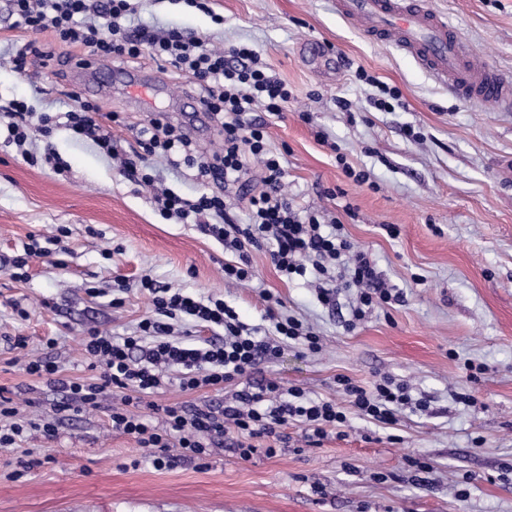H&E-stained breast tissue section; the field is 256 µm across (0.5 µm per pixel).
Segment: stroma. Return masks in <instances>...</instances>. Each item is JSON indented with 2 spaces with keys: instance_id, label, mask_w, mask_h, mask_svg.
<instances>
[{
  "instance_id": "stroma-1",
  "label": "stroma",
  "mask_w": 512,
  "mask_h": 512,
  "mask_svg": "<svg viewBox=\"0 0 512 512\" xmlns=\"http://www.w3.org/2000/svg\"><path fill=\"white\" fill-rule=\"evenodd\" d=\"M140 2L136 24L191 30L218 46L249 44L288 85L293 99L284 119L269 118L267 135L286 159L289 197L338 218L404 301L352 322L351 291L324 305L312 278L282 275L265 245L248 250L251 282L225 280L224 265L235 254L195 225L163 219L149 192L92 141L58 128L37 137L26 157L0 140V259L15 256L29 235L66 231L60 250L30 259L26 278L0 266V388L20 402L21 417L50 415V391H41L39 408L25 406L33 380L19 358L52 337L65 376L91 379L81 337L90 326L132 333L151 311L140 286L147 275L161 287L223 298L263 335L273 332L263 296L278 297L282 313L308 323L322 344L304 355L285 346L278 361L263 365L262 376L283 387L341 404L337 376L368 384L387 374L407 383L413 397L427 398L428 407L400 410L391 425L349 413L344 436L329 434L317 447L306 446L292 424L273 457L260 452L244 460L227 444L213 451L207 468L183 461L157 468L142 461L132 437L113 431L108 408L121 395L112 392L104 407L62 419L55 441L30 431L0 450V512H512V112L454 97L410 55L345 19L336 0H209L205 12L181 0ZM429 2L448 13L466 46L512 75V0ZM216 14L223 24L213 22ZM30 41L51 45L54 57L29 56L17 71L11 58ZM310 41L341 58L332 74L306 64L300 48ZM73 55L49 33L15 26L9 0H0V104L24 99L58 113L73 106L77 92L101 112L122 114V139L161 112L197 150L218 145L212 124L191 121L188 80L169 65L147 53L125 64L154 86L144 98L110 82L109 60L98 61L100 83L87 88L89 76ZM360 69L398 88L402 106L372 108L377 90L358 79ZM340 98L350 111L337 107ZM409 128L414 137L406 136ZM320 131L326 141L317 140ZM48 148L64 173L42 162ZM340 154L369 175V184L345 177ZM148 163L158 186L185 198L215 189L191 170L157 157ZM390 224L397 236L387 233ZM120 283L127 290L115 308L112 290ZM464 393L473 402L461 401ZM28 450L44 465L6 480ZM410 455L430 470L408 466Z\"/></svg>"
}]
</instances>
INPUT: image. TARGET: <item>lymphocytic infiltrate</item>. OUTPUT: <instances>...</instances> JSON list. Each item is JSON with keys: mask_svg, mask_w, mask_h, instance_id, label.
Here are the masks:
<instances>
[{"mask_svg": "<svg viewBox=\"0 0 512 512\" xmlns=\"http://www.w3.org/2000/svg\"><path fill=\"white\" fill-rule=\"evenodd\" d=\"M10 4L17 26L51 33L59 43L75 49L77 68L101 59L124 63L147 51L176 73L187 74L194 85V101L216 122L222 143L212 154H200L186 135L158 114L133 129L136 147L126 155L112 135L113 127L123 123L119 113L103 116L98 106L81 101L58 117L34 112L23 100L11 101L5 111L9 143L24 147L33 133L49 135L58 124L75 139L92 140L101 153L119 160L127 176L152 188L163 218L196 224L204 235L237 254V261L224 265L225 279L251 281L247 249L266 244L279 272L289 277L315 272L322 303H331L338 289H356L353 320H363L374 308L403 302V293L385 286L374 261L347 239L341 224L297 209L288 199L285 169L279 154L268 147L265 118L282 116L291 93L284 82L260 67L249 45L216 49L184 29L150 32L131 28V0H10ZM157 154L171 166L194 170L200 180L242 187L256 182L258 189L248 199V223L233 221V204L224 195L203 192L190 200L173 189L156 188L146 160ZM332 264L344 270V277L329 272ZM140 284L151 299L152 313L139 322L137 331L110 336L92 327L81 339L95 378H65L54 356L56 341L52 338L46 340L44 352L26 358L21 368L57 390L53 410L58 415L74 416L98 408L107 391L122 392L121 404L111 408L112 428L135 439L155 465L168 462V449L174 443L182 458L205 462L231 430L238 435L240 458L247 460L255 454L258 438L269 442L266 455H275L277 445L287 442L286 429L292 422L302 428L307 445L316 446L329 431L346 427L347 409L369 421L391 424L402 408L426 407L425 400L412 398L407 385L387 376L367 386L337 377L347 400L343 407L331 399L310 398L297 386L282 388L272 379L250 383L258 366L276 362L289 342L318 352L319 336L295 317L278 314V300L270 294L265 297L266 317L274 333L262 336L241 322L223 299H201L180 288H161L146 276ZM179 314L214 329V336L194 340L175 332L170 320ZM237 379L243 386L227 405L189 408L154 400L169 384L185 392L219 390ZM29 430L41 432L48 440L58 435L56 422L45 417L20 418L17 403L0 394V447H12Z\"/></svg>", "mask_w": 512, "mask_h": 512, "instance_id": "f902f5d3", "label": "lymphocytic infiltrate"}]
</instances>
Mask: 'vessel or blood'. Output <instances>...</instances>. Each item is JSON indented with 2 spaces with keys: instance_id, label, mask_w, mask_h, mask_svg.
Returning <instances> with one entry per match:
<instances>
[{
  "instance_id": "obj_1",
  "label": "vessel or blood",
  "mask_w": 512,
  "mask_h": 512,
  "mask_svg": "<svg viewBox=\"0 0 512 512\" xmlns=\"http://www.w3.org/2000/svg\"><path fill=\"white\" fill-rule=\"evenodd\" d=\"M341 15L373 40H393L459 99L495 102L512 110V76L477 60L458 38L453 20L428 0H336Z\"/></svg>"
}]
</instances>
